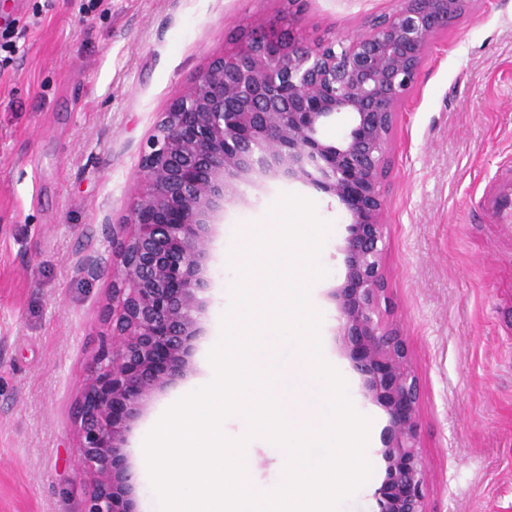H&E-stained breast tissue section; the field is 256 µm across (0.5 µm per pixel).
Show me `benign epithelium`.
<instances>
[{
	"instance_id": "obj_1",
	"label": "benign epithelium",
	"mask_w": 512,
	"mask_h": 512,
	"mask_svg": "<svg viewBox=\"0 0 512 512\" xmlns=\"http://www.w3.org/2000/svg\"><path fill=\"white\" fill-rule=\"evenodd\" d=\"M398 2L346 43L308 45L290 27H254L231 47L234 68H224L222 55L212 58L147 139L141 189L112 225L111 342L77 411L90 485L82 512H134L128 434L149 403L192 369L212 226L255 173L313 186L345 206L344 279L327 297L362 396L388 416L375 512H428L421 390L403 336L379 315L383 176L396 112L430 39L471 0ZM343 119V137L324 142V127Z\"/></svg>"
}]
</instances>
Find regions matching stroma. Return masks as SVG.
I'll return each mask as SVG.
<instances>
[{
  "label": "stroma",
  "instance_id": "obj_1",
  "mask_svg": "<svg viewBox=\"0 0 512 512\" xmlns=\"http://www.w3.org/2000/svg\"><path fill=\"white\" fill-rule=\"evenodd\" d=\"M397 0H0V32L26 30L0 73V512H80L88 494L75 411L112 326V274L81 265L109 257L112 226L140 188L147 138L227 41L255 19L289 13L308 43L345 40ZM383 213L384 322L405 338L421 388L430 512H512V239L475 211L498 167L512 162V0H472L430 40L390 132ZM212 234L204 331L194 370L155 398L129 435L138 512H157L144 443L170 407L210 381L208 355L231 302L226 263L247 224L267 223L284 194L316 204L331 225L314 283L327 362L370 419L373 473L338 512H373L388 423L363 400L335 346L328 288L344 278L347 235L336 200L263 175L241 185ZM229 439L263 458L258 483L282 481V450Z\"/></svg>",
  "mask_w": 512,
  "mask_h": 512
}]
</instances>
